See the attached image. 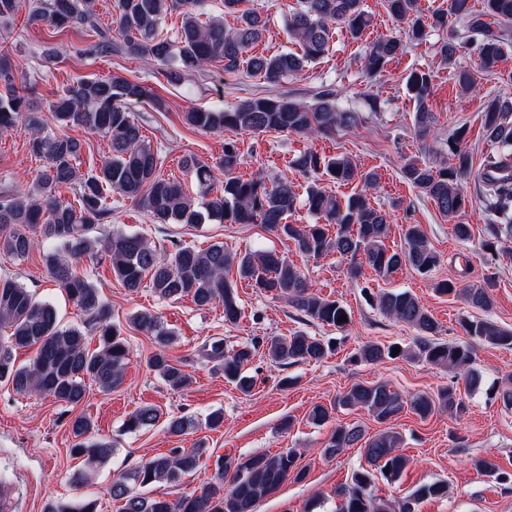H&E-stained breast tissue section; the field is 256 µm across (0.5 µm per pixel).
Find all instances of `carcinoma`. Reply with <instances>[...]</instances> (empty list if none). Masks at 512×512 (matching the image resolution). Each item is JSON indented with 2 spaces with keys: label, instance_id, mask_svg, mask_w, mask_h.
Here are the masks:
<instances>
[{
  "label": "carcinoma",
  "instance_id": "obj_1",
  "mask_svg": "<svg viewBox=\"0 0 512 512\" xmlns=\"http://www.w3.org/2000/svg\"><path fill=\"white\" fill-rule=\"evenodd\" d=\"M97 0H32L28 20L44 22L55 31L82 26L98 40L79 50L88 56L125 53L156 66V74L166 84L178 85L188 75H202L213 63L223 64L228 74L259 77L274 86L288 77H296L328 53L334 30L342 28L358 40L370 19L362 0H296L288 12V33L300 52L264 55L252 52L266 31V19L254 8H245L247 0H223L224 13L236 17L231 28L220 19L200 20L204 0H113L115 29L98 26ZM388 15L403 30L386 34L369 44L362 58V69L369 76L386 71L387 65L405 53L408 45L420 42L426 29L448 26V18L465 22L468 42L473 45L478 65L483 70L495 66L503 54L502 47L512 39V0H482V9H473L471 0H448L447 8L424 17L418 0H385ZM19 11V0H0V26L7 27ZM181 16L176 37L162 35L168 16ZM497 29H492L491 24ZM461 48L459 36L451 34L439 52L452 65ZM18 66L8 51L0 49V131L19 121L32 130L29 140L33 155L45 161L35 185L25 191L0 192V253L25 257L45 243L42 251L51 279L87 316L86 332L78 326L60 325L56 309L39 301L23 285L0 278V382H6L19 394H38L77 407L85 398L87 383L103 393L119 387L130 362L131 348L122 326L99 295L98 289L76 263L85 256H106L114 277L131 293L147 286L159 299L178 301L185 297L199 307L220 303L224 322L235 325L241 307L235 284L237 279L251 283L261 293L287 299L288 304L308 321L322 326L345 328L350 316L336 299L314 289L306 275L287 258L272 251L244 254L215 242L205 249L177 244L171 251H158L150 239L139 233L116 232L106 239L93 235L110 217L107 199L117 194L143 210L152 224H200L217 218L232 224H263L278 236L293 242L295 250L306 258L318 259L335 253L350 263V275L358 277L368 266L385 278L402 267L427 274L440 263V256L417 224L407 225L399 249L386 245L390 224L388 215L372 205L368 191L377 185L378 172L363 170L348 155L326 156L307 148L291 159L292 168L308 181L305 207L316 216L314 224H290L296 210L294 184L286 178H271L259 172L246 178L239 174L243 159L238 140L224 139L223 153L216 165L193 156L183 159L206 192L216 191L204 209L197 204L176 179L165 178L161 168L163 150L152 146L142 134V126L132 105L151 97L146 86L121 75L79 79L62 88V94L47 105V111L65 126H79L109 138L111 156L98 168L79 169L83 153L80 139L64 132L46 131V123L36 98L27 88L16 87ZM408 95L416 101L415 127L418 137L426 140L431 133L433 115L426 100L430 95L432 74L415 69L406 77ZM512 112V98L494 97L483 112L486 138L500 146L497 153L484 160L480 194L487 210L496 218L491 225V239L481 244L484 251H494L495 242L512 238V182L500 179L499 172L512 167V127L503 116ZM185 124L197 131L222 135L287 132L312 139L339 130L356 128L361 113L342 107L338 93L321 90L311 104H304L279 94H255L224 110L191 107L183 113ZM448 160L440 166L411 159L403 166V175L414 187L433 201L438 211L452 221L466 209L470 197L462 180L470 169V155L459 131L448 140ZM220 170L224 179L216 178ZM361 184V189L343 197L327 190L324 183ZM61 188H72L73 201L63 203L56 197ZM495 277L473 288H459L451 278L435 284L441 295L460 294L466 304L489 313L495 304L492 288ZM376 306L385 316L413 328L417 352L402 348L400 357L413 355L427 363L464 374V390L469 393L481 384V377L470 369L474 346L512 348V329L490 318H463L460 326L468 342H440L439 325L408 291H381L374 295ZM139 332L148 336L155 350L146 365L172 390L187 386L190 375L183 365L167 355L172 331L160 314L141 311L129 319ZM265 346L267 359L276 365L320 362L334 351L331 341L310 336L303 331L292 335L269 336L261 342L241 343L229 350L224 340L205 348L224 380L243 393L253 387V379L243 374L244 366L254 358L257 347ZM23 348L36 349L29 364L16 362L15 353ZM395 345L369 342L354 354L357 363L377 364L394 359ZM427 419L442 410L460 413L462 397L454 387H443L436 395L415 394L409 398L386 383L354 384L336 396L333 403H315L308 420L315 425L330 421L339 408H361L385 428L370 437L358 424H338L322 449L332 458L344 449L360 445L369 468L351 475L350 483L336 491L340 504L336 512H417L424 499L441 498L448 484L434 482L421 485L397 501L380 499L372 494L376 478L397 480L409 463L399 453L403 444L400 432L387 426L404 408ZM162 417L160 408L147 404L132 411L123 426L129 433L154 426ZM195 427L185 417L165 420L166 432L181 436ZM78 442L71 454L82 460L84 469L77 479H87L89 472L112 455V443L95 438V424L85 414L75 415L69 425ZM205 453L202 445L186 450L175 448L168 454L154 456L112 479L109 495L122 502V512H256L262 499L277 492L288 479L302 482L308 472L301 455L293 449L274 454H256L235 460L217 458L211 482L200 493H187L175 499L150 497L141 489L156 482L178 483L194 471ZM389 472H384V469ZM44 512H98V499H52Z\"/></svg>",
  "mask_w": 512,
  "mask_h": 512
}]
</instances>
